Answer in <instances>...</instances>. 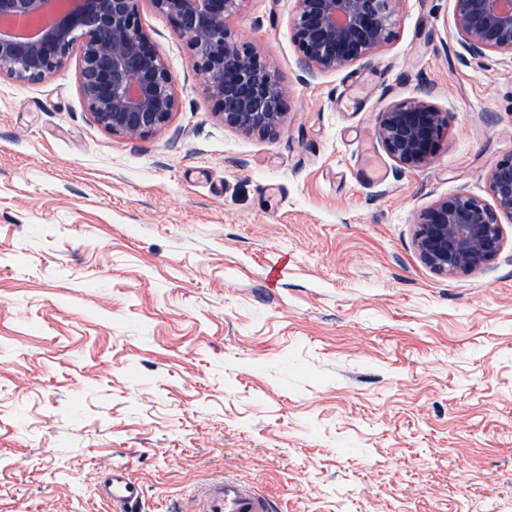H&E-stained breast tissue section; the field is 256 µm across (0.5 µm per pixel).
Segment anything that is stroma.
<instances>
[{
  "mask_svg": "<svg viewBox=\"0 0 512 512\" xmlns=\"http://www.w3.org/2000/svg\"><path fill=\"white\" fill-rule=\"evenodd\" d=\"M392 8L387 43L309 77L295 0H246L231 26L288 89L270 136L215 118L149 0L179 106L148 137L94 122L79 53L0 68V512H110L111 464L143 512L228 476L281 512H512V221L474 273L413 248L512 154V55L463 64L454 0ZM411 97L448 129L403 170L376 126ZM96 489L114 512H137L142 491L122 466H109L97 476Z\"/></svg>",
  "mask_w": 512,
  "mask_h": 512,
  "instance_id": "1",
  "label": "stroma"
}]
</instances>
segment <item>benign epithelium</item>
<instances>
[{"instance_id":"1","label":"benign epithelium","mask_w":512,"mask_h":512,"mask_svg":"<svg viewBox=\"0 0 512 512\" xmlns=\"http://www.w3.org/2000/svg\"><path fill=\"white\" fill-rule=\"evenodd\" d=\"M141 0H0V66L41 81L80 45V86L87 111L112 135L134 139L168 125L178 108L172 77L143 31ZM186 40L224 126L266 136L283 124L287 89L258 47L238 40L229 22L245 0H148ZM392 0H296L294 39L304 73L336 71L362 60L392 35ZM461 60L512 53V0H455ZM448 113L419 98L378 115L377 133L402 169L435 157ZM492 202L460 192L418 216L413 238L435 273L481 270L503 249L501 219L512 220V154L488 176Z\"/></svg>"}]
</instances>
